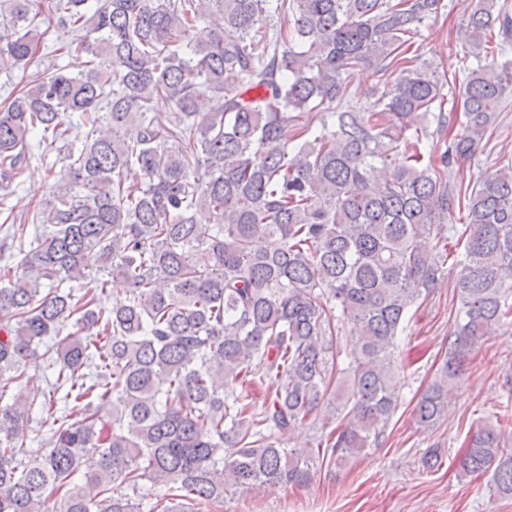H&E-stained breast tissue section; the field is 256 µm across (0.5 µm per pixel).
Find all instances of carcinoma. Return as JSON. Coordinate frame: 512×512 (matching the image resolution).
I'll use <instances>...</instances> for the list:
<instances>
[{
    "mask_svg": "<svg viewBox=\"0 0 512 512\" xmlns=\"http://www.w3.org/2000/svg\"><path fill=\"white\" fill-rule=\"evenodd\" d=\"M444 7L103 0L91 12L88 0H9L1 69L39 52L45 15L94 38L76 73L40 72L0 106L2 189L28 163L34 131L44 154L83 138L36 224L10 207L0 243L22 255L18 272H0V512H196L176 490L200 506L305 485L318 461L345 466L380 446L407 316L444 276L432 249L453 240L459 307L414 407L418 426L440 424L487 327L512 320V159L470 189L451 181L512 90V4L471 0L460 82L413 47ZM281 15L288 24H270ZM203 21L210 39L193 44ZM362 68L379 80L356 101L347 78ZM132 167L137 191L124 187ZM94 266L126 285L110 310L91 288L41 291ZM48 337L57 342L42 352ZM38 356L46 387L4 401ZM267 381L274 392L259 404L250 388ZM305 425L314 442L287 447ZM511 425L505 413L468 432L457 464L462 477L490 474L504 498ZM157 485L171 491L162 510Z\"/></svg>",
    "mask_w": 512,
    "mask_h": 512,
    "instance_id": "cac0c4a2",
    "label": "carcinoma"
}]
</instances>
